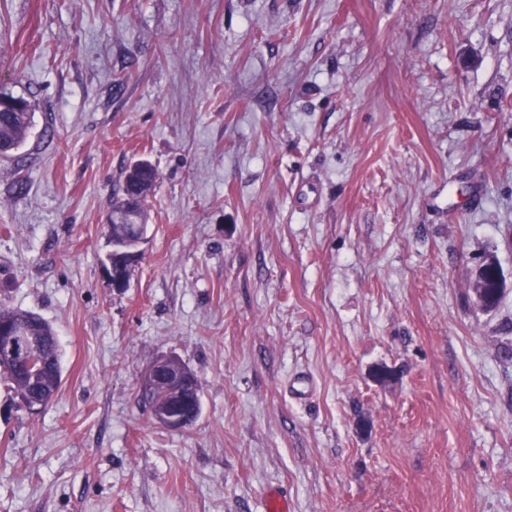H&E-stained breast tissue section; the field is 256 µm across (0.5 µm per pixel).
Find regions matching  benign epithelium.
<instances>
[{
  "mask_svg": "<svg viewBox=\"0 0 512 512\" xmlns=\"http://www.w3.org/2000/svg\"><path fill=\"white\" fill-rule=\"evenodd\" d=\"M139 226H133L128 235V243L112 244V260L117 262V267L127 271L138 263L141 258L139 245ZM475 282L477 290L475 299L485 310H491L493 301L487 295V289H501L506 285V280L501 268L490 258L484 259L475 270ZM0 345L4 347V356L8 361H21L31 366L40 364L39 358L33 351L42 345L36 336H26L23 333L21 323L12 326L0 325ZM162 381L167 386V393L171 400L152 407L154 420L169 429H185L194 423V414L185 412L180 403L173 399L181 397L183 393H189L198 389L197 376L179 359L163 356L153 361L145 370L141 387L148 388L155 382Z\"/></svg>",
  "mask_w": 512,
  "mask_h": 512,
  "instance_id": "benign-epithelium-1",
  "label": "benign epithelium"
}]
</instances>
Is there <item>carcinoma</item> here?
Wrapping results in <instances>:
<instances>
[{"label":"carcinoma","mask_w":512,"mask_h":512,"mask_svg":"<svg viewBox=\"0 0 512 512\" xmlns=\"http://www.w3.org/2000/svg\"><path fill=\"white\" fill-rule=\"evenodd\" d=\"M0 108V149L14 152L26 141L33 123L31 102L24 97L2 95ZM157 169L137 167L127 170L124 175L122 195L112 202V210L121 214H134L140 220L147 218L149 194L143 193L144 185L156 184ZM25 319V325L33 336L50 340L43 346L41 354L46 356L45 366L32 372L22 364L0 365V383L14 392L26 391L39 400L49 401L62 383V365L59 345L53 327L39 315L26 310L6 307L0 304V323L10 324L18 318Z\"/></svg>","instance_id":"cac0c4a2"}]
</instances>
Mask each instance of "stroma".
Instances as JSON below:
<instances>
[{"label":"stroma","instance_id":"1","mask_svg":"<svg viewBox=\"0 0 512 512\" xmlns=\"http://www.w3.org/2000/svg\"><path fill=\"white\" fill-rule=\"evenodd\" d=\"M0 93V301L63 367L37 410L0 385V512H512V0H0ZM160 356L189 428L139 399ZM0 149L1 151H17L26 141L33 123L31 102L24 97L0 95ZM19 103L20 106L14 107ZM9 155V156H10ZM158 172L155 167H137L127 170L124 175L122 195L112 202L113 212L134 214L143 221L140 231L144 234L148 215V198L156 184ZM151 184V192L142 195L144 185ZM138 230L139 226L134 224L133 229L130 231L127 237L128 241L126 244L117 245L112 242V251L107 256V260H112V265L109 263L108 266L110 274L107 270H105L108 279L112 283V288L122 289L127 287L129 277L126 275L125 271H132V268L141 258L142 253L138 247L143 242V238L138 239ZM128 242L131 244L129 245ZM113 261H117L118 268H125V271L122 275L117 276V274L113 271ZM474 280L478 286L474 293L477 303L485 310H492L493 301L488 297L486 289L496 288L495 293L498 295L499 289L507 286L501 268L494 260L486 258L477 266ZM157 381H163L167 386L170 401L158 406H152L154 420L169 429H185L194 423V414L185 412L180 403H174L175 398L181 397L186 392L198 389L197 376L179 359L163 356L153 361L145 370L141 387L148 388ZM188 402L185 404L189 410H194L196 420L201 412L199 389L198 394L186 395ZM172 400V401H171Z\"/></svg>","mask_w":512,"mask_h":512}]
</instances>
